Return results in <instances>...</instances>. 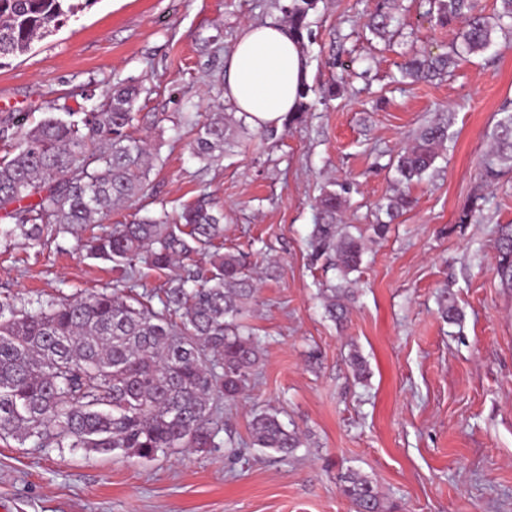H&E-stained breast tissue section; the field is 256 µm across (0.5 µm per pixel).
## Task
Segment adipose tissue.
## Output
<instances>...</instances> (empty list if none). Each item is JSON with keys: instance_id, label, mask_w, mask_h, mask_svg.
Returning a JSON list of instances; mask_svg holds the SVG:
<instances>
[{"instance_id": "obj_1", "label": "adipose tissue", "mask_w": 512, "mask_h": 512, "mask_svg": "<svg viewBox=\"0 0 512 512\" xmlns=\"http://www.w3.org/2000/svg\"><path fill=\"white\" fill-rule=\"evenodd\" d=\"M307 69L287 27L245 25L224 58V97L254 128L281 125L294 111Z\"/></svg>"}]
</instances>
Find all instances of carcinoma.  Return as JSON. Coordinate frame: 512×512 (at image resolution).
<instances>
[{
	"instance_id": "obj_1",
	"label": "carcinoma",
	"mask_w": 512,
	"mask_h": 512,
	"mask_svg": "<svg viewBox=\"0 0 512 512\" xmlns=\"http://www.w3.org/2000/svg\"><path fill=\"white\" fill-rule=\"evenodd\" d=\"M96 0H0V60L26 54L71 15ZM318 0L279 4L288 31L299 42L310 35L308 16ZM392 0H378L370 28L384 35L394 16ZM442 26L465 22L460 47L448 54L415 55L402 67L413 80L445 73L455 58L487 49L492 35L512 28V0H501L495 18L477 0H431ZM139 96L135 84L112 88L95 112L50 114L21 130L12 156L0 158V210L11 220L8 236L45 247L59 235L96 226L112 207L145 191L156 154L148 139L135 137ZM194 131L190 149L210 161L234 144L237 125L223 112L187 118ZM494 147L483 163L487 183L512 171V113L493 132ZM448 142V126L422 127L399 155L403 185L385 205L389 220L414 205L410 187L435 165ZM350 187L326 189L317 199L310 237L313 257L339 273L321 290L324 313L344 326L353 280L365 253L364 237L338 219ZM224 214L205 199L163 210L83 240L86 255L118 272L112 290L60 296L17 306L0 298V438L41 450L83 448L89 452L151 461L175 449L233 444L224 431V402L251 383L259 339L242 323L256 294L248 254L224 251ZM208 257L209 267L194 256ZM165 275L163 284L139 293L143 269ZM495 271L512 287V224L501 227ZM252 445L283 456L303 446L301 433L279 413L260 410L249 422ZM343 495L355 512H390L364 475L349 471Z\"/></svg>"
}]
</instances>
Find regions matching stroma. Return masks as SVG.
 Returning <instances> with one entry per match:
<instances>
[{"label": "stroma", "instance_id": "1", "mask_svg": "<svg viewBox=\"0 0 512 512\" xmlns=\"http://www.w3.org/2000/svg\"><path fill=\"white\" fill-rule=\"evenodd\" d=\"M376 0H319L303 53L307 82L335 87L301 121L263 140L253 126L212 161L194 157L190 113H233L220 76L249 23L284 24L276 0H94L26 55L0 65V129L48 113L88 112L112 86L141 87L136 132L157 156L149 189L115 208L120 224L209 195L224 211V248L257 261L244 322L260 339L255 379L224 405V449L144 461L121 453L39 450L0 439V512H354L341 477L366 475L396 512H512V288L494 269L500 225L512 224V171L480 177L504 102H512V31L462 55L440 80L399 82L411 55L448 52L462 25H436L429 0H395L397 34L366 28ZM450 139L416 203L385 236L369 231L399 187L397 156L419 129ZM353 190L340 219L366 251L344 329L324 315L308 238L331 182ZM481 211L459 223L474 195ZM67 234L30 248L0 235V297L87 295L111 287L109 264ZM275 261L277 275L265 272ZM449 288L461 313L440 319ZM357 348L368 368L355 381ZM277 409L308 441L290 457L255 448L254 410Z\"/></svg>", "mask_w": 512, "mask_h": 512}]
</instances>
